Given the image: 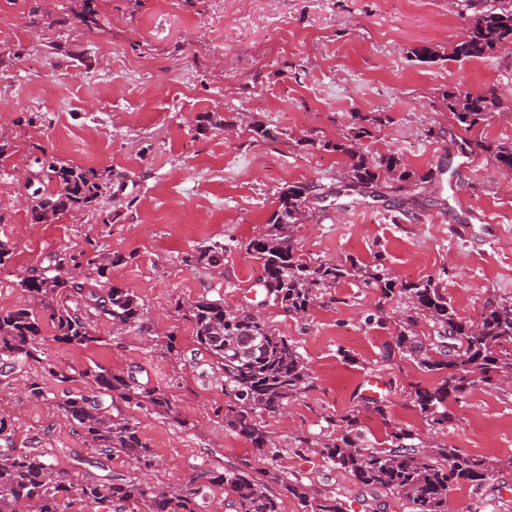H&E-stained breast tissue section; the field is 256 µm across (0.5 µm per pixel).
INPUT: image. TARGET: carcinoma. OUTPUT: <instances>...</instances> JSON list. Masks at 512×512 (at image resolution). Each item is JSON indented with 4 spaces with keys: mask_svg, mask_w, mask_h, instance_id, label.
<instances>
[{
    "mask_svg": "<svg viewBox=\"0 0 512 512\" xmlns=\"http://www.w3.org/2000/svg\"><path fill=\"white\" fill-rule=\"evenodd\" d=\"M465 6L472 14L465 40L453 48L452 57L489 58L512 46V0H493L482 7L467 0ZM44 21L80 25L89 31L100 27L95 0H81L78 11L52 18L40 15L32 23ZM499 105L494 89L473 95L457 87L440 101L442 110L466 131L488 120ZM360 121L362 125L344 140L325 144L348 158L350 185L378 195L389 187L398 192L399 200L417 204L421 186L432 180L433 173L414 171L398 154L373 155L369 145L380 131L382 118ZM458 146L463 154L486 152L503 170H512V148L465 138ZM35 163L48 181L59 186L57 192L36 198L32 213L37 222L79 211L103 193V177L94 169L48 158L37 157ZM311 192L308 185L283 190L267 228L246 245L247 253L262 265L269 299L291 314L303 315L326 291L351 278L381 299L400 304L398 330L384 345L381 360L406 358L425 372L445 373L434 386L414 388L412 402L430 430L451 424L448 403L461 402L476 384L497 385L512 379V298L489 302L478 320L467 321L458 316L448 293L430 279L396 286L379 252L371 263L353 256L320 262L305 259L294 244L293 229L303 223ZM223 260L224 245L218 241L197 256V262L210 266ZM115 262L108 253L87 257L83 250L63 251L51 256L41 271L22 277L18 285L38 309L0 310V362L15 367L38 362L45 374L60 383H81L84 389L68 392L58 407L105 458L122 455L142 472L154 467L149 445L133 418L113 414L105 399L118 398L130 408L166 414L187 425L167 394L147 387L131 372L125 375L101 365L64 372L44 352L47 341L74 348L99 342L90 322L93 314L112 319L118 331L141 321L138 298L109 279ZM65 293L73 298V305L61 301ZM176 309L192 322L197 343L224 372V428L248 439L263 454L267 467L255 473L237 467L205 468L188 483L167 487L139 476L74 483L54 474L40 456L0 454V512H72L77 501L112 512H205L215 486L224 488L232 512H282L284 496L294 499L301 512H347L342 500L317 492L303 474L290 478L277 468L280 448L261 422L265 414L281 413L291 394L314 388L313 376L293 341L248 311L226 308L219 300L178 302ZM424 319L432 327L427 334L419 332ZM47 327L50 336L45 334ZM359 413L355 407L337 420L327 419L326 434L294 437L296 453L315 454L368 489L398 493L410 512H448L453 486L467 483L478 489L494 476L495 466L486 458L428 442L409 428L392 427L389 446L379 448L358 427Z\"/></svg>",
    "mask_w": 512,
    "mask_h": 512,
    "instance_id": "1",
    "label": "carcinoma"
}]
</instances>
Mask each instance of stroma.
<instances>
[{
  "label": "stroma",
  "instance_id": "stroma-1",
  "mask_svg": "<svg viewBox=\"0 0 512 512\" xmlns=\"http://www.w3.org/2000/svg\"><path fill=\"white\" fill-rule=\"evenodd\" d=\"M40 5L0 0V242L14 250L0 271V309L24 303L18 280L51 254L95 241L118 256L110 278L137 295L141 322L118 333L108 317H94L99 343L76 350L51 342L46 354L64 371L101 365L164 390L188 427L120 400L111 405L136 420L161 485L187 482L204 467L263 465L250 441L225 430L224 375L176 305L205 298L246 309L292 340L315 378L313 390L263 419L282 470L310 475L348 512H409L399 495L370 494L321 457L298 456L291 441L326 433L327 418L346 414L373 380L389 408L384 419L362 412L372 442H384L392 425L423 429L411 394L441 374L409 359L381 362L396 307L384 304L379 320L366 322L379 296L353 280L305 316L289 314L267 298L262 267L245 246L264 231L281 191L302 183L315 188L310 218L293 230L304 256L369 262L382 253L398 282L432 279L467 320L489 301L512 298V190L492 157L458 151L465 133L438 109L458 86L477 95L511 85L512 54L452 57L463 0H96L101 20L92 31L33 25ZM424 44L448 59L412 60ZM376 112L384 126L374 152H398L417 171H432L424 208L343 179L346 158L329 145ZM256 121L273 137L252 132ZM465 135L512 146V99ZM40 156L102 174L99 204L35 222L32 191L16 173L37 171ZM214 241L224 245L223 264L197 263ZM171 338L178 354L166 348ZM42 372L38 363H0V405L15 422L0 454L43 455L76 480L135 476L125 457L103 462L88 448L56 405L62 384L49 382L48 400L25 393ZM451 409L452 425L431 431L433 442L498 465L490 487H455L452 508L512 512V386L477 385ZM372 495L378 507L369 506Z\"/></svg>",
  "mask_w": 512,
  "mask_h": 512
}]
</instances>
